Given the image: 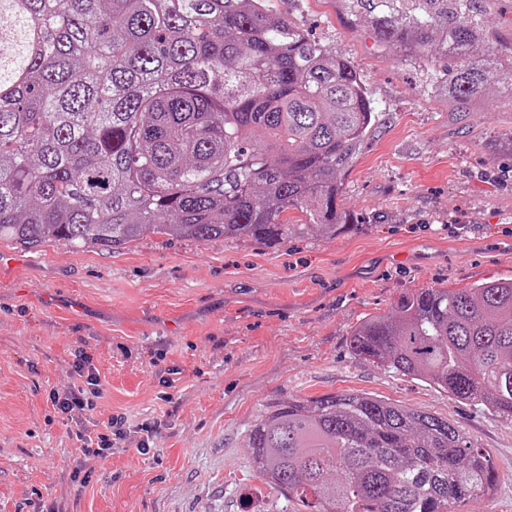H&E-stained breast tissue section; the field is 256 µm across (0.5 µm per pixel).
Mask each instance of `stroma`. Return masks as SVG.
I'll use <instances>...</instances> for the list:
<instances>
[{
    "instance_id": "1",
    "label": "stroma",
    "mask_w": 512,
    "mask_h": 512,
    "mask_svg": "<svg viewBox=\"0 0 512 512\" xmlns=\"http://www.w3.org/2000/svg\"><path fill=\"white\" fill-rule=\"evenodd\" d=\"M270 7L357 65L382 120L344 180L337 229L284 218L280 246L149 234L117 252L0 242V512H277L245 432L271 403L355 391L459 426L497 488L470 512H512V421L354 358L349 332L399 293L512 278V103L427 93V74L375 46L343 0ZM93 357L97 410L156 425L152 450H115L69 483L75 450L48 394L75 349Z\"/></svg>"
}]
</instances>
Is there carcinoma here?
I'll use <instances>...</instances> for the list:
<instances>
[{"label": "carcinoma", "mask_w": 512, "mask_h": 512, "mask_svg": "<svg viewBox=\"0 0 512 512\" xmlns=\"http://www.w3.org/2000/svg\"><path fill=\"white\" fill-rule=\"evenodd\" d=\"M344 2L431 93L512 101L486 0ZM380 117L357 66L269 0H0V241L282 243L292 208L345 224L343 179ZM348 345L512 419V279L404 291ZM243 448L280 512H460L497 483L458 427L362 393L277 401Z\"/></svg>", "instance_id": "1"}]
</instances>
